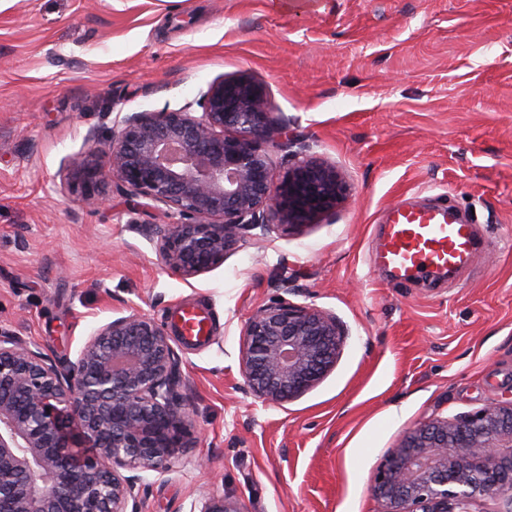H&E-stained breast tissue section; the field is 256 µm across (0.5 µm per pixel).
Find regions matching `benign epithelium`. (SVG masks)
Listing matches in <instances>:
<instances>
[{
    "label": "benign epithelium",
    "instance_id": "obj_1",
    "mask_svg": "<svg viewBox=\"0 0 512 512\" xmlns=\"http://www.w3.org/2000/svg\"><path fill=\"white\" fill-rule=\"evenodd\" d=\"M264 141L293 150L278 184ZM69 167L86 202L105 203L111 178L156 211L149 236L184 279L223 264L251 231L310 224L349 194L342 171L270 120L246 77L216 81L178 110L126 114L104 150ZM346 336L332 313L279 297L245 322L244 384L269 405L294 400L334 368ZM178 384L167 328L137 310L94 329L66 365L1 332L0 512H136L135 472H163L196 444ZM370 492L381 512H471L487 496L512 512V400L420 423L376 467ZM189 512L241 510L224 496Z\"/></svg>",
    "mask_w": 512,
    "mask_h": 512
}]
</instances>
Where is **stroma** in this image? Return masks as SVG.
<instances>
[{"label": "stroma", "mask_w": 512, "mask_h": 512, "mask_svg": "<svg viewBox=\"0 0 512 512\" xmlns=\"http://www.w3.org/2000/svg\"><path fill=\"white\" fill-rule=\"evenodd\" d=\"M248 77L271 118L336 165L352 194L312 224L253 230L183 279L113 192L83 201L69 168L115 119L178 109ZM471 212L481 245L454 278L392 282L369 256L400 200ZM334 313L348 337L300 398L267 405L240 374L242 330L272 298ZM208 311L172 336L200 441L142 472L139 512L202 496L241 512H380L369 480L403 435L512 399V0H14L0 8V331L75 361L139 310ZM173 321L186 342H200L206 338V317L195 310L182 309Z\"/></svg>", "instance_id": "1"}]
</instances>
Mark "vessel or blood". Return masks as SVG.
<instances>
[{"label": "vessel or blood", "mask_w": 512, "mask_h": 512, "mask_svg": "<svg viewBox=\"0 0 512 512\" xmlns=\"http://www.w3.org/2000/svg\"><path fill=\"white\" fill-rule=\"evenodd\" d=\"M477 252L472 225L452 207L413 205L400 201L385 214V231L378 249L369 257L374 269L386 270L407 282L421 273L443 275L469 267ZM173 321L184 341L199 342L206 335V318L183 309Z\"/></svg>", "instance_id": "obj_1"}]
</instances>
